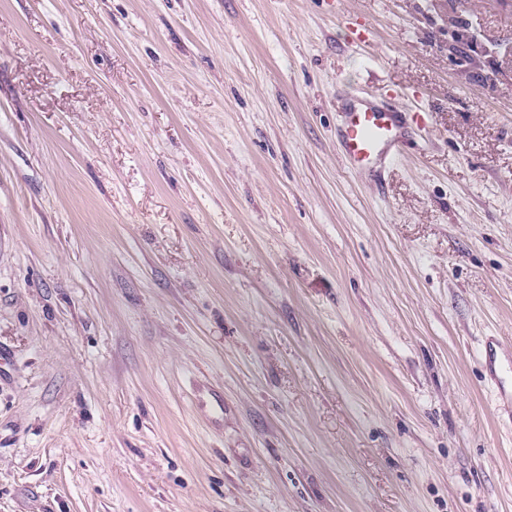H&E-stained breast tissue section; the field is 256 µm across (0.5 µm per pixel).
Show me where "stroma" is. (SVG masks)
I'll return each instance as SVG.
<instances>
[{
  "label": "stroma",
  "instance_id": "obj_1",
  "mask_svg": "<svg viewBox=\"0 0 512 512\" xmlns=\"http://www.w3.org/2000/svg\"><path fill=\"white\" fill-rule=\"evenodd\" d=\"M488 337L512 0H0V512H512ZM406 112L385 106L377 96L342 95L336 144L353 171L376 173L402 152L408 129Z\"/></svg>",
  "mask_w": 512,
  "mask_h": 512
}]
</instances>
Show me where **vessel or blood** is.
Masks as SVG:
<instances>
[{
  "label": "vessel or blood",
  "mask_w": 512,
  "mask_h": 512,
  "mask_svg": "<svg viewBox=\"0 0 512 512\" xmlns=\"http://www.w3.org/2000/svg\"><path fill=\"white\" fill-rule=\"evenodd\" d=\"M407 129L404 110L389 108L375 96L343 94L336 144L353 171L370 174L384 168L404 149ZM483 367L502 407L512 412V351L485 341Z\"/></svg>",
  "instance_id": "b4317fda"
}]
</instances>
